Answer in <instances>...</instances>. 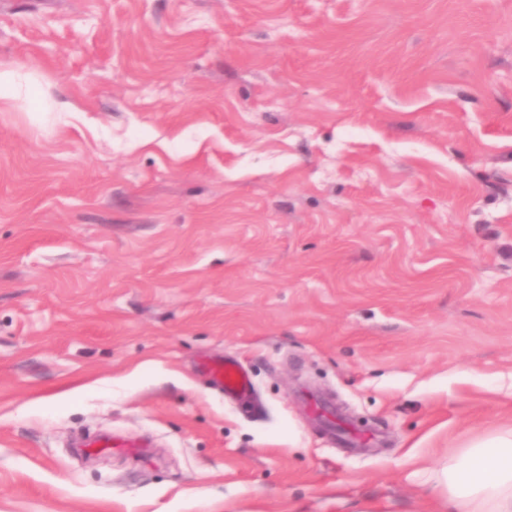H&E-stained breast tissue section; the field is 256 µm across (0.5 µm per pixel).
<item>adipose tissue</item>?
I'll return each mask as SVG.
<instances>
[{"label":"adipose tissue","mask_w":512,"mask_h":512,"mask_svg":"<svg viewBox=\"0 0 512 512\" xmlns=\"http://www.w3.org/2000/svg\"><path fill=\"white\" fill-rule=\"evenodd\" d=\"M491 443L494 454L473 446L440 471L446 512H512V431Z\"/></svg>","instance_id":"obj_1"}]
</instances>
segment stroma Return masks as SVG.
<instances>
[{"instance_id": "stroma-1", "label": "stroma", "mask_w": 512, "mask_h": 512, "mask_svg": "<svg viewBox=\"0 0 512 512\" xmlns=\"http://www.w3.org/2000/svg\"><path fill=\"white\" fill-rule=\"evenodd\" d=\"M18 69L0 512H440L512 429V0H0ZM211 382L231 398L246 397L252 391V381L240 365L232 360L219 358L202 363ZM92 448H101V450H123L126 453L135 455L139 454L138 448H144L143 445L128 441L119 436H102L90 443Z\"/></svg>"}]
</instances>
